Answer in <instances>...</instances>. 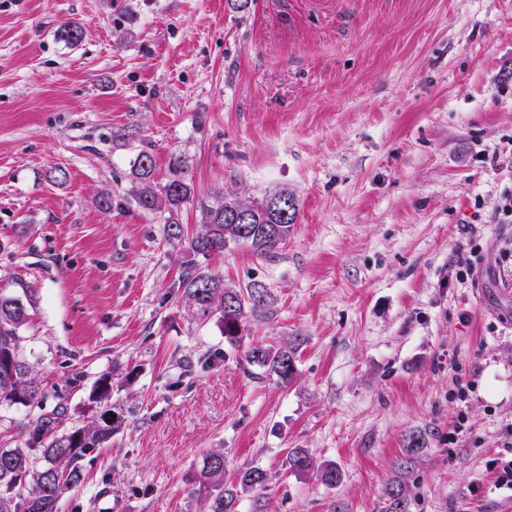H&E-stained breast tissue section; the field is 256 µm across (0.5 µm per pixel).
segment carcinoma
I'll list each match as a JSON object with an SVG mask.
<instances>
[{"instance_id": "obj_1", "label": "carcinoma", "mask_w": 512, "mask_h": 512, "mask_svg": "<svg viewBox=\"0 0 512 512\" xmlns=\"http://www.w3.org/2000/svg\"><path fill=\"white\" fill-rule=\"evenodd\" d=\"M132 169L137 180L135 201L141 209L172 215L189 200L193 187L183 176L180 159H174L163 182L155 179L154 157L146 150L137 154ZM282 197L294 199L283 190L260 199L231 194L203 206L202 224L189 241L191 250L207 258L234 243L248 245L263 255L286 244L297 212L285 219L271 207L273 199ZM243 207L251 209V221L236 224V212ZM179 287L187 307L204 319H217L224 341L234 348L240 346L249 318L263 315L266 309L268 292L263 286L234 288L225 284L220 275L199 265L185 267ZM29 302L27 293L21 297L0 292V407L32 406L40 393V379L24 359L20 345L19 330L27 321ZM299 347L298 337L287 336L275 345L257 342L248 346L244 358L247 364L265 369L285 385L296 377ZM114 430L112 418L105 416L71 427L64 424L59 411L31 420L27 425L29 451L0 448V512H59L63 494L82 481L79 461L92 449L108 443ZM425 449L422 432L407 438L404 454L395 464L394 477L384 490L386 512H408L407 479ZM286 464L295 473L315 472L329 487L342 480V471L336 464L317 463L306 448L289 449ZM224 476V453L206 456L191 489V496L199 502V512H238L245 497L252 498L253 512H268L266 491L270 477L265 469L247 465L237 470L230 482Z\"/></svg>"}]
</instances>
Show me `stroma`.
Returning a JSON list of instances; mask_svg holds the SVG:
<instances>
[{
    "instance_id": "stroma-1",
    "label": "stroma",
    "mask_w": 512,
    "mask_h": 512,
    "mask_svg": "<svg viewBox=\"0 0 512 512\" xmlns=\"http://www.w3.org/2000/svg\"><path fill=\"white\" fill-rule=\"evenodd\" d=\"M143 149L161 179L184 162L175 217L135 202ZM510 187L512 0H0V291H30L19 334L46 392L0 410V442L24 447L60 406L72 425L120 416L59 512H198L189 489L215 451L227 479L268 471L270 512H384L423 429L410 512H512L488 470L512 420ZM283 189L299 211L276 252L192 253L202 205ZM468 224L484 262L460 282ZM198 262L267 289L243 341L301 337L292 383L187 308L179 275ZM291 448L341 482L287 470ZM427 449L425 435L412 433L407 438L403 456L395 464L393 479L384 490V498L389 502L386 512H409V490L407 479L413 464Z\"/></svg>"
}]
</instances>
